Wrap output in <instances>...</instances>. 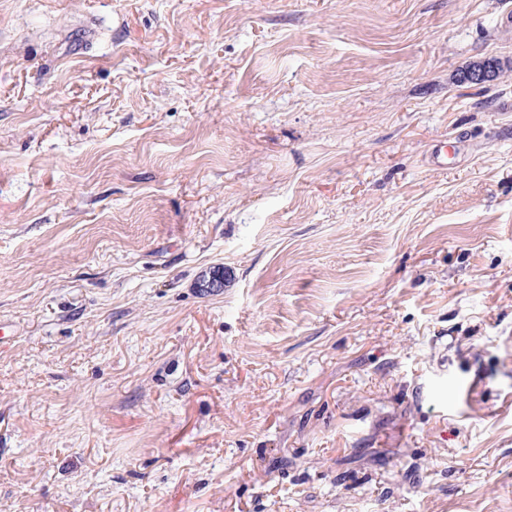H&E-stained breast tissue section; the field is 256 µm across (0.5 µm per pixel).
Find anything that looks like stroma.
I'll return each mask as SVG.
<instances>
[{
    "label": "stroma",
    "instance_id": "35a3bbf8",
    "mask_svg": "<svg viewBox=\"0 0 512 512\" xmlns=\"http://www.w3.org/2000/svg\"><path fill=\"white\" fill-rule=\"evenodd\" d=\"M509 13L0 0V512H512Z\"/></svg>",
    "mask_w": 512,
    "mask_h": 512
}]
</instances>
